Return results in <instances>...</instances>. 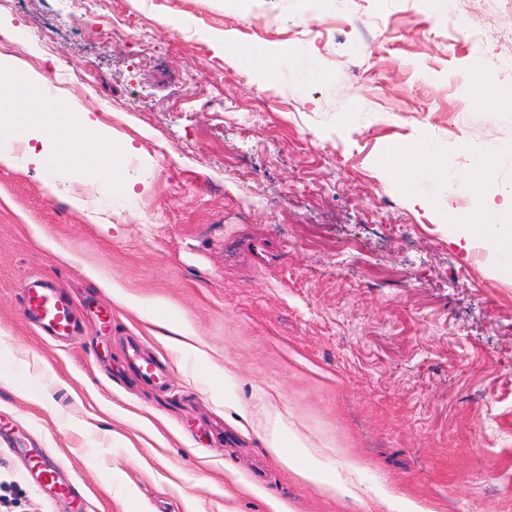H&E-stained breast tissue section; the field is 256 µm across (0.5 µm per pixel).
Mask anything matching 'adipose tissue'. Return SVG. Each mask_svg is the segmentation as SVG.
I'll return each instance as SVG.
<instances>
[{
    "instance_id": "1",
    "label": "adipose tissue",
    "mask_w": 512,
    "mask_h": 512,
    "mask_svg": "<svg viewBox=\"0 0 512 512\" xmlns=\"http://www.w3.org/2000/svg\"><path fill=\"white\" fill-rule=\"evenodd\" d=\"M406 172L402 180V189L407 196H414L417 182L428 177H448L453 168L438 152L427 148L410 147L404 151ZM476 176L471 189L488 187L487 206L482 215L474 221L453 224L449 233L454 241L464 242L465 246L476 243L490 245L494 256V271L505 280L512 279V189L489 186V167L487 161L472 163ZM89 278L109 293L112 298L135 311L146 321L168 330L164 342L179 347L194 355L201 362H208L207 353L199 346L196 332L179 316L175 309L160 299L147 300L128 291L121 285L99 276L95 269H87Z\"/></svg>"
}]
</instances>
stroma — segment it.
Segmentation results:
<instances>
[{
  "label": "stroma",
  "instance_id": "stroma-1",
  "mask_svg": "<svg viewBox=\"0 0 512 512\" xmlns=\"http://www.w3.org/2000/svg\"><path fill=\"white\" fill-rule=\"evenodd\" d=\"M16 28L26 42L0 52L132 143L138 196L0 167V368L13 379L0 383V512H269L249 483L287 512H369L378 486L432 512H512V280L447 228L484 196L439 178L411 200L391 157L424 144L460 181L484 157L512 187V76L479 75L497 43L477 8L350 0L340 18L336 0H0V29ZM258 48L280 50L271 72L248 61ZM79 192L101 223L72 206ZM88 264L179 310L211 365L163 346ZM35 274L70 296L80 335L28 322ZM132 336L165 366L164 388L131 370ZM277 419L346 494L267 447ZM31 442L63 458L74 496L36 485ZM351 458L362 473L347 474ZM296 472L308 483L318 486L325 494L336 497L337 494L344 493L345 488L336 479H329L321 466L313 459L309 460L304 466L297 468Z\"/></svg>",
  "mask_w": 512,
  "mask_h": 512
}]
</instances>
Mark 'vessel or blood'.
<instances>
[{
    "mask_svg": "<svg viewBox=\"0 0 512 512\" xmlns=\"http://www.w3.org/2000/svg\"><path fill=\"white\" fill-rule=\"evenodd\" d=\"M24 309L28 316L52 336H71L76 331L73 309L68 299L56 287L41 278L30 279L24 297ZM29 466L39 484L57 486V473L62 462L49 450L32 453Z\"/></svg>",
    "mask_w": 512,
    "mask_h": 512,
    "instance_id": "vessel-or-blood-1",
    "label": "vessel or blood"
}]
</instances>
